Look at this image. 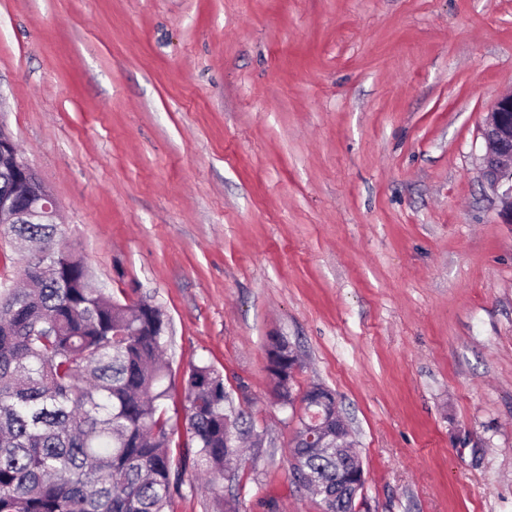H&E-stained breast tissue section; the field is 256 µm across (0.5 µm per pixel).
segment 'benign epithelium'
<instances>
[{
    "label": "benign epithelium",
    "mask_w": 512,
    "mask_h": 512,
    "mask_svg": "<svg viewBox=\"0 0 512 512\" xmlns=\"http://www.w3.org/2000/svg\"><path fill=\"white\" fill-rule=\"evenodd\" d=\"M484 141L481 173L501 202L498 217L512 224V94L494 99L481 129ZM12 174L11 191L0 195V225L53 221L59 205L36 170L18 152L13 135L0 123V162Z\"/></svg>",
    "instance_id": "obj_1"
}]
</instances>
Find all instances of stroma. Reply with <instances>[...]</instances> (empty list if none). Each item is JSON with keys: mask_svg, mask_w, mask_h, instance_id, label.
<instances>
[{"mask_svg": "<svg viewBox=\"0 0 512 512\" xmlns=\"http://www.w3.org/2000/svg\"><path fill=\"white\" fill-rule=\"evenodd\" d=\"M512 0H0V120L95 284L171 322L261 437L237 512H325L293 478L335 396L362 512H512V224L481 127ZM172 512H214L194 465ZM290 351L293 352L290 349V346L287 344V346H286L285 350H283V352L285 353V355H288V364L290 365L289 368L285 369L284 371H279L276 375L277 381H280V383L283 387L288 384V379L290 378V375L292 376L294 374V372L297 370V368L299 367L298 362L293 359L294 353L290 354V355L287 354ZM275 387H276V389L274 390V392L276 393V397L282 398L284 404H288L289 406L293 407L294 406V404H293L294 398L292 397L290 387L289 386L284 387L283 391H281L280 384L276 381H275Z\"/></svg>", "mask_w": 512, "mask_h": 512, "instance_id": "obj_1", "label": "stroma"}]
</instances>
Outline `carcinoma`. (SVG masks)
<instances>
[{
  "label": "carcinoma",
  "mask_w": 512,
  "mask_h": 512,
  "mask_svg": "<svg viewBox=\"0 0 512 512\" xmlns=\"http://www.w3.org/2000/svg\"><path fill=\"white\" fill-rule=\"evenodd\" d=\"M0 231L30 246L24 286L0 288V512H169L182 456L165 408L173 394L164 312L91 287L83 258L59 248L61 224ZM230 406L218 369H189L183 412L193 463L220 497L219 480L239 455L224 447V415L242 439L254 437ZM326 408H303L294 476L334 496L336 449L320 454L302 440Z\"/></svg>",
  "instance_id": "carcinoma-1"
}]
</instances>
